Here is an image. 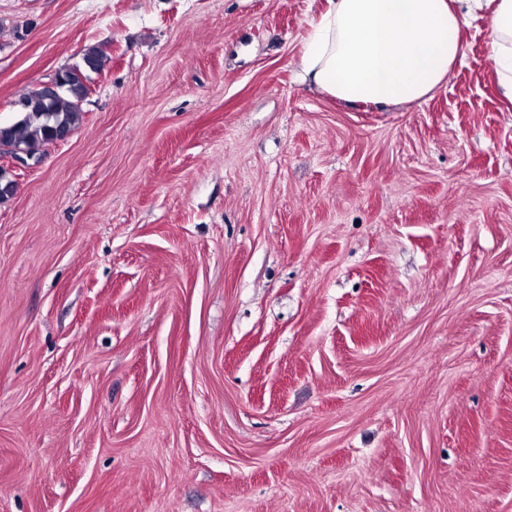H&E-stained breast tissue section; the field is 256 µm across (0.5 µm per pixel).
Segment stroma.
<instances>
[{
	"mask_svg": "<svg viewBox=\"0 0 512 512\" xmlns=\"http://www.w3.org/2000/svg\"><path fill=\"white\" fill-rule=\"evenodd\" d=\"M326 0H0V512H512V102L302 82ZM105 53L99 47L88 49L82 57V65L64 67L56 71V78L64 84L54 97L48 98L42 84L28 90L21 102L20 119L12 125H0V144L20 149L9 155L21 166L28 165L45 144L53 143L64 132H73L82 122V102L85 99L84 71L87 63L98 71L102 67ZM52 77L45 83L50 92L58 89L57 79ZM26 153V154H25ZM29 155V156H28Z\"/></svg>",
	"mask_w": 512,
	"mask_h": 512,
	"instance_id": "stroma-1",
	"label": "stroma"
}]
</instances>
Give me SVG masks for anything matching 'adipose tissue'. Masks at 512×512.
I'll list each match as a JSON object with an SVG mask.
<instances>
[{
    "label": "adipose tissue",
    "instance_id": "1",
    "mask_svg": "<svg viewBox=\"0 0 512 512\" xmlns=\"http://www.w3.org/2000/svg\"><path fill=\"white\" fill-rule=\"evenodd\" d=\"M486 19L499 85L512 100V0H327L301 68L323 94L380 110L419 101L463 55L462 30Z\"/></svg>",
    "mask_w": 512,
    "mask_h": 512
}]
</instances>
